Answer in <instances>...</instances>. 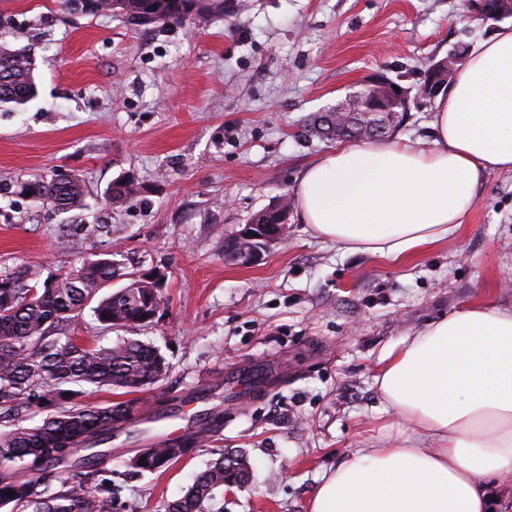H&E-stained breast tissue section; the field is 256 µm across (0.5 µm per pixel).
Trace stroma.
<instances>
[{
	"label": "stroma",
	"instance_id": "obj_1",
	"mask_svg": "<svg viewBox=\"0 0 512 512\" xmlns=\"http://www.w3.org/2000/svg\"><path fill=\"white\" fill-rule=\"evenodd\" d=\"M496 25L469 0H224L207 25L132 27L59 0H0V41L31 49L38 96L0 108V274L66 269L120 248L130 271L162 270L155 320L134 333L169 372L157 402L112 432V512H165L219 453L252 466L224 512H307L320 475L367 446L385 415L374 377L401 338L458 306H512V172L488 174L457 242L391 260L343 254L296 213L263 261L224 240L336 148L307 120L377 76L418 85L426 64L473 49ZM81 171L87 206L18 195L19 181ZM120 176L139 194L115 206ZM204 447L168 469L128 462L153 439Z\"/></svg>",
	"mask_w": 512,
	"mask_h": 512
}]
</instances>
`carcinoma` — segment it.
<instances>
[{
	"label": "carcinoma",
	"instance_id": "cac0c4a2",
	"mask_svg": "<svg viewBox=\"0 0 512 512\" xmlns=\"http://www.w3.org/2000/svg\"><path fill=\"white\" fill-rule=\"evenodd\" d=\"M68 11L95 15L110 11L132 26L181 25L191 17L209 20L201 0H61ZM30 54L0 45V107L20 108L38 96ZM20 195L44 197L59 211L85 206V182L72 173L66 183L43 177L17 184ZM136 184L113 183V203L132 202ZM129 272L121 265L88 260L55 273L52 287L40 268L22 266L0 275V416L11 419L0 432V508L8 512H112V479L64 452L94 430L96 444L129 420L134 403H91L97 392L125 394L151 390L167 377L169 363L154 344L119 336L103 345L62 336L60 330L90 310L101 329H132L146 323L157 288L104 294L99 285ZM208 441L203 429L182 447L164 439L132 457L129 467L144 474L167 468ZM250 464L242 453H227L199 472L167 512H224L221 491L228 481L243 487Z\"/></svg>",
	"mask_w": 512,
	"mask_h": 512
}]
</instances>
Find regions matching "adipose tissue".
Segmentation results:
<instances>
[{"label":"adipose tissue","mask_w":512,"mask_h":512,"mask_svg":"<svg viewBox=\"0 0 512 512\" xmlns=\"http://www.w3.org/2000/svg\"><path fill=\"white\" fill-rule=\"evenodd\" d=\"M430 148L338 145L301 173V223L342 253L397 259L458 237L489 173L512 171V25L473 50L436 100ZM383 434L346 451L308 512H489L512 481V307L483 300L388 350L374 378ZM486 491L491 499L490 512H512V482H489Z\"/></svg>","instance_id":"1"}]
</instances>
